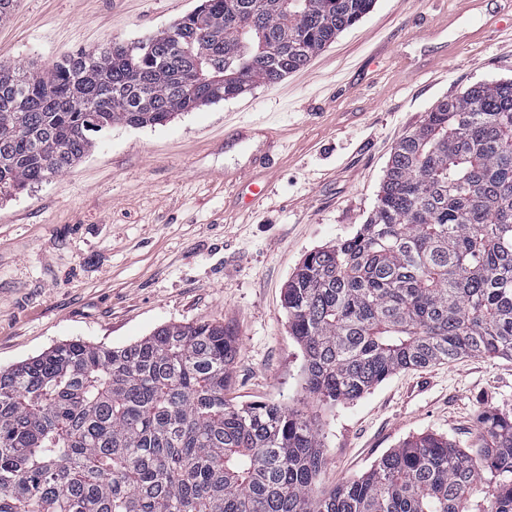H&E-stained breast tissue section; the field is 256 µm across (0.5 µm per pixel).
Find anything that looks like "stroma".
<instances>
[{"instance_id":"obj_1","label":"stroma","mask_w":512,"mask_h":512,"mask_svg":"<svg viewBox=\"0 0 512 512\" xmlns=\"http://www.w3.org/2000/svg\"><path fill=\"white\" fill-rule=\"evenodd\" d=\"M200 3L17 0L0 21V62L142 42ZM496 80H512V0H376L274 85L95 134L66 172L0 200V369L72 339L122 347L166 324L221 322L240 344L231 403L316 416L318 490L422 433L471 447L478 409L512 413L511 358L406 370L322 403L303 389L282 300L308 252L365 224L398 142L439 101ZM233 129L247 139L225 144ZM228 171L269 189L244 203Z\"/></svg>"}]
</instances>
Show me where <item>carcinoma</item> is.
I'll use <instances>...</instances> for the list:
<instances>
[{
    "label": "carcinoma",
    "mask_w": 512,
    "mask_h": 512,
    "mask_svg": "<svg viewBox=\"0 0 512 512\" xmlns=\"http://www.w3.org/2000/svg\"><path fill=\"white\" fill-rule=\"evenodd\" d=\"M374 4L203 0L140 45L42 71L0 63V197L65 171L115 124L282 80ZM284 308L304 390L325 403L402 370L512 357V81L439 101L398 143L360 230L305 255ZM239 352L232 329L199 321L0 370V512H512V415L482 408L476 447L421 434L319 494L316 419L226 399Z\"/></svg>",
    "instance_id": "carcinoma-1"
}]
</instances>
